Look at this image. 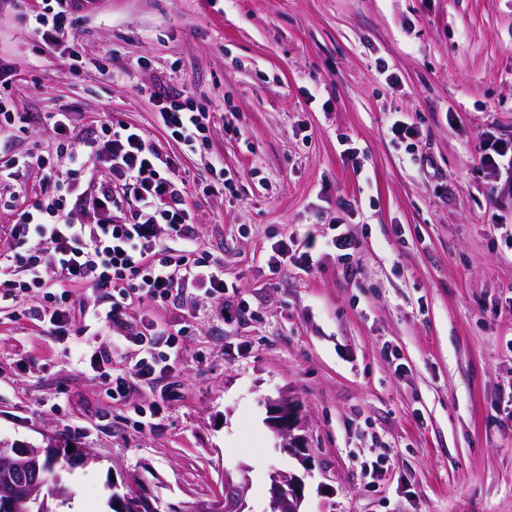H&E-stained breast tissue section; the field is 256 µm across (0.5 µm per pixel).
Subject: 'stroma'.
<instances>
[{
	"label": "stroma",
	"instance_id": "1",
	"mask_svg": "<svg viewBox=\"0 0 512 512\" xmlns=\"http://www.w3.org/2000/svg\"><path fill=\"white\" fill-rule=\"evenodd\" d=\"M37 0H0L5 87L36 117L0 133V156L66 158L47 113L75 105L90 137L108 119L141 128L200 188L199 241L224 264L252 316L224 325L216 303L156 305L190 326L183 387L157 426L134 425L77 347L0 313V440L46 437L90 450L69 480L83 512L140 475L160 512L224 493L249 470L250 512H270L269 474H299L302 512H512V177L482 170L485 131L512 137V0H96L80 9L84 64L60 65L31 30ZM159 93L211 111L183 152L157 120ZM420 131L429 165L385 129ZM354 149L347 158L346 149ZM233 192H203L214 168ZM341 224L349 258L318 251L305 272L262 255L287 231ZM299 407L309 449L282 447L269 400ZM388 463L369 480L363 461Z\"/></svg>",
	"mask_w": 512,
	"mask_h": 512
}]
</instances>
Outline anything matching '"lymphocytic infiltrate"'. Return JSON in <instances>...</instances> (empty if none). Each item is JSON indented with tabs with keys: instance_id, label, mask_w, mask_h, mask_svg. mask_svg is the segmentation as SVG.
Masks as SVG:
<instances>
[{
	"instance_id": "obj_1",
	"label": "lymphocytic infiltrate",
	"mask_w": 512,
	"mask_h": 512,
	"mask_svg": "<svg viewBox=\"0 0 512 512\" xmlns=\"http://www.w3.org/2000/svg\"><path fill=\"white\" fill-rule=\"evenodd\" d=\"M78 10V0H49L29 16L45 45L60 46V37H67L59 56L71 66L83 51L73 36ZM157 107L171 137L195 151L209 130V113L177 96L158 97ZM75 121L70 111L50 117L53 132L67 141L65 168L39 155H17L0 165V191L17 185L34 169L47 190L44 200L21 209L11 228L14 245L0 252V310L34 318L47 336L111 337V349H96L83 359L95 372L111 364L112 349L134 348L138 359L132 370L107 375V392L112 400L124 401L137 389L166 381L157 400L133 408L139 426L146 427L160 416L162 401L179 387L174 358L187 329L172 330L149 320L140 306L217 299L227 324L241 320L250 307L227 301L224 265L198 240L190 191L176 162L138 127L109 123L89 138L75 135ZM121 207L127 216L113 223L112 212ZM323 248L348 255L357 242L339 224L322 238L290 232L270 246L263 261L273 272L289 261L308 271ZM77 287L93 297L78 326L72 318Z\"/></svg>"
}]
</instances>
